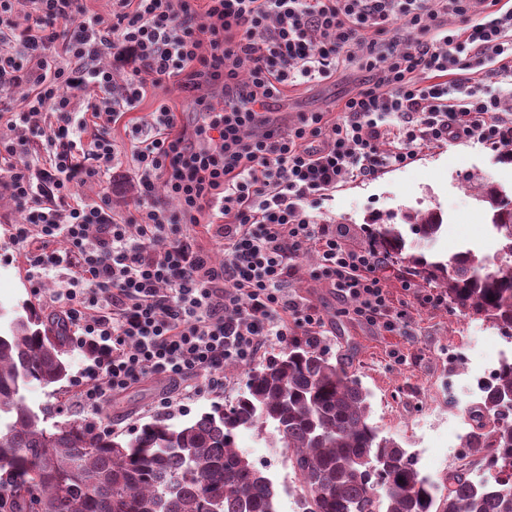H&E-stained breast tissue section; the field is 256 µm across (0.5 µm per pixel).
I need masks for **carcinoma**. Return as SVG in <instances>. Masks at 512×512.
Instances as JSON below:
<instances>
[{
    "label": "carcinoma",
    "instance_id": "1",
    "mask_svg": "<svg viewBox=\"0 0 512 512\" xmlns=\"http://www.w3.org/2000/svg\"><path fill=\"white\" fill-rule=\"evenodd\" d=\"M475 189L490 205L499 259L409 254L401 224L370 225L369 242L441 288L455 312L512 338V195L482 179ZM442 228L433 212L409 225L424 240ZM66 341L67 324L31 305L0 332V512H278L274 480L238 447L248 430L288 452L307 512H512V364L482 386L465 439L491 473L476 483L458 471L439 495L406 449L379 436L360 382L310 341L250 369L234 401L181 425L156 418L129 439L83 419L50 424L24 403L27 384L66 379Z\"/></svg>",
    "mask_w": 512,
    "mask_h": 512
}]
</instances>
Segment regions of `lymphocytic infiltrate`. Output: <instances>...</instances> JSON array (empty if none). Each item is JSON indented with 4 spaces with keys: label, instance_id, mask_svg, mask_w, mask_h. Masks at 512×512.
Masks as SVG:
<instances>
[{
    "label": "lymphocytic infiltrate",
    "instance_id": "f902f5d3",
    "mask_svg": "<svg viewBox=\"0 0 512 512\" xmlns=\"http://www.w3.org/2000/svg\"><path fill=\"white\" fill-rule=\"evenodd\" d=\"M470 2L112 0L103 14L86 0H0V90L17 95L0 106L10 133L0 195L23 219L15 239L33 287L51 268L71 272L49 302L93 357L79 382L85 406L150 374L176 390L203 375L218 390L225 362L317 335L322 315L285 287L310 249L315 277L349 314L390 331L405 323L380 254L308 209L435 145L512 142L500 95L460 72L466 56L512 86V8L474 20ZM448 11L463 20L452 32L439 21ZM386 32L392 40L379 42ZM350 59L370 79L338 116L308 112L285 128L267 118L288 87L335 77ZM421 72L453 81L425 85ZM167 83L193 119L163 99L137 126V191L115 218L108 195L91 203L80 189L118 164L113 125ZM201 223L222 241L224 263L198 245L191 228Z\"/></svg>",
    "mask_w": 512,
    "mask_h": 512
}]
</instances>
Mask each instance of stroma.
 Segmentation results:
<instances>
[{
	"instance_id": "1",
	"label": "stroma",
	"mask_w": 512,
	"mask_h": 512,
	"mask_svg": "<svg viewBox=\"0 0 512 512\" xmlns=\"http://www.w3.org/2000/svg\"><path fill=\"white\" fill-rule=\"evenodd\" d=\"M363 75L348 67L336 77L315 81L289 90L274 100L270 118L288 125L303 112H339L342 104L361 86ZM483 177L512 189V164L499 160L498 150L475 141L456 140L425 150L410 164L389 168L378 178L352 180L322 200L315 209L318 222L337 224L350 243L368 242L373 218L402 223L408 213L434 210L441 213L444 232L438 250L449 255L460 248L477 255L497 253L499 244L489 225V207L478 201L468 188L470 178ZM108 188L116 214H123L135 194L128 180V168L118 165L105 175L103 183L90 182L81 192L87 201ZM20 219L12 203L0 199V310L9 316L22 314L26 304H35L43 317H55L48 305L50 296L65 288L70 278L66 267L51 272L41 287L29 279V255L14 242V227ZM317 259L305 254L286 286L290 293L316 307L324 317L317 342L333 362L345 363L370 394L371 423L381 436L399 442L411 456L421 448H460L456 420L473 401L474 373L488 368L491 355L501 341L488 322L463 317L452 309L422 308L408 304L409 323L404 331L388 332L382 326L355 320L344 312V304L329 285L315 278ZM64 358L68 379L64 383L23 389L33 409H47L53 420L86 419L97 431L128 437L155 418V404L164 393L161 380L146 378L113 393L98 410L83 405L77 380L90 360L75 344H68ZM247 365L225 370L223 390L200 389L174 396L168 416L172 423L191 421L217 403L232 401L246 381Z\"/></svg>"
}]
</instances>
